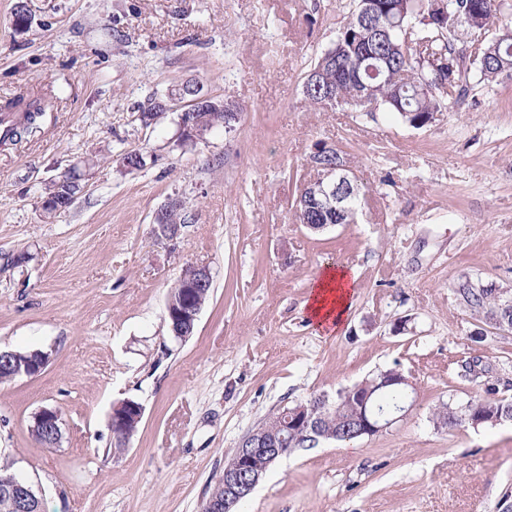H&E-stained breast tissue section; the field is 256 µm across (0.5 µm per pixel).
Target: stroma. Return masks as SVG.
<instances>
[{
    "mask_svg": "<svg viewBox=\"0 0 512 512\" xmlns=\"http://www.w3.org/2000/svg\"><path fill=\"white\" fill-rule=\"evenodd\" d=\"M0 0V99L46 95L37 129L0 147V348L40 349L35 378L0 384V469L45 512H199L241 437L272 412L374 373L411 382L409 412L348 444L270 465L238 512H500L512 495V422L444 429L431 417L495 383L512 398V332L464 308L460 276L512 290V76L471 82L415 128L388 112L309 106L302 83L354 0ZM243 110L233 130L178 140L176 113L137 106L186 82ZM340 150L360 188L355 223L320 232L292 205ZM136 150L142 168H122ZM83 189L53 218L44 191L73 166ZM184 202L175 246L156 211ZM205 265L193 335L173 338L168 292ZM354 269L346 323L314 329L304 303L325 267ZM479 362L481 372L467 368ZM144 407L116 448L115 403ZM59 411L49 449L31 417Z\"/></svg>",
    "mask_w": 512,
    "mask_h": 512,
    "instance_id": "35a3bbf8",
    "label": "stroma"
}]
</instances>
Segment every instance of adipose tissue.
Masks as SVG:
<instances>
[{
    "instance_id": "obj_1",
    "label": "adipose tissue",
    "mask_w": 512,
    "mask_h": 512,
    "mask_svg": "<svg viewBox=\"0 0 512 512\" xmlns=\"http://www.w3.org/2000/svg\"><path fill=\"white\" fill-rule=\"evenodd\" d=\"M356 281L355 271L344 267H328L318 275L305 302L317 327L328 332L340 329L352 307Z\"/></svg>"
}]
</instances>
